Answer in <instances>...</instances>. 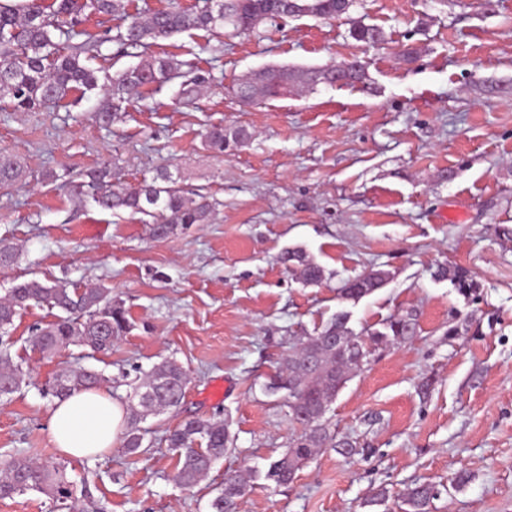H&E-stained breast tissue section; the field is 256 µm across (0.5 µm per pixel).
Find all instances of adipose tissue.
I'll use <instances>...</instances> for the list:
<instances>
[{"label":"adipose tissue","instance_id":"adipose-tissue-1","mask_svg":"<svg viewBox=\"0 0 512 512\" xmlns=\"http://www.w3.org/2000/svg\"><path fill=\"white\" fill-rule=\"evenodd\" d=\"M124 418L123 405L108 390L97 388L56 402L49 432L62 456L83 458L112 449Z\"/></svg>","mask_w":512,"mask_h":512}]
</instances>
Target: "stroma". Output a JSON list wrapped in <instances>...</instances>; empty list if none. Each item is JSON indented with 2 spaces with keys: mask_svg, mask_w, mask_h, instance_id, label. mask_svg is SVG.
Here are the masks:
<instances>
[{
  "mask_svg": "<svg viewBox=\"0 0 512 512\" xmlns=\"http://www.w3.org/2000/svg\"><path fill=\"white\" fill-rule=\"evenodd\" d=\"M350 15L381 29L383 42L364 45L348 20L311 16L250 37L192 29L161 41L154 53L194 64L205 92L190 106L174 84L146 92L109 129L95 119L97 90L33 112L0 100V152L27 171L0 190V241L20 252L0 267V296L31 279L102 284L129 321L108 353L71 345L45 358L29 338L54 310H20L0 335L24 372L0 401V462L65 467L83 512H211L225 474L248 471L253 487L234 512H405L403 493L423 483L438 491L430 512H512V0L489 10L483 0H354ZM408 47L418 50L409 63ZM351 60L365 84L254 107L228 93L257 69ZM220 124L251 137L215 155L203 137ZM102 164L125 185L168 170L216 210L158 239L138 216L39 182L47 169L66 179ZM291 249L324 268L322 285L282 263ZM441 264L467 268L476 293L435 278ZM372 268L387 272L385 286L341 300L343 282ZM341 309L357 332L413 312L416 336L376 348L333 402L330 430L356 441V454L321 449L292 483L267 487L265 469L297 428L265 386L289 337L320 332ZM167 360L187 374L185 398L141 422L143 454L119 444L82 459L58 454L42 393L53 375L103 372L128 409L141 372ZM191 418L226 422L234 443L185 489L165 436ZM382 488L385 500L372 504Z\"/></svg>",
  "mask_w": 512,
  "mask_h": 512,
  "instance_id": "stroma-1",
  "label": "stroma"
}]
</instances>
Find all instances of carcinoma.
Listing matches in <instances>:
<instances>
[{
  "label": "carcinoma",
  "mask_w": 512,
  "mask_h": 512,
  "mask_svg": "<svg viewBox=\"0 0 512 512\" xmlns=\"http://www.w3.org/2000/svg\"><path fill=\"white\" fill-rule=\"evenodd\" d=\"M352 5L353 0H297L296 10L290 14L287 0H205L200 10L192 13L172 6L162 11L130 15L123 0H87L86 7L93 13L122 20L112 40L136 49L139 57L137 63L104 76L106 83L101 86L97 70L89 63L99 56L103 41L87 31L75 34L63 30V24L76 6L75 0H53L49 6L43 4V0H26L18 7L0 5V99L9 98L16 111L31 112L47 102L64 99L74 90L86 93L100 87L107 97L96 112V119L109 128L121 120L133 99L141 96L145 88L157 89L178 79L181 99L191 102L198 97L204 78H185L181 63L151 51L157 42L189 29L224 30L234 36H250L276 17L341 18L349 15ZM57 34L70 42L68 51L59 48L55 41ZM79 35L83 40L71 43ZM350 36L366 45L383 40L379 28L360 21L351 22ZM365 79L364 66L357 60L338 66L258 70L240 79L233 93L241 104L249 106L286 97L299 87L312 90L320 84L333 86L338 81L352 86ZM249 139L250 133L243 126L217 125L205 134L204 146L222 155ZM25 177L22 162L1 152L0 189H8ZM61 187L86 205L111 212L126 210L152 218V234L156 238L169 237L180 225L207 224L214 210L207 194L184 190L167 171L159 173L150 183L124 187L112 180V171L104 166L65 180ZM281 261L299 269L308 284L317 285L324 280V269L301 250L284 252ZM435 276L449 280L464 295L478 288L471 272L458 265L442 266ZM387 277L388 273L383 270H368L345 281L339 288V296L344 301H357L382 288ZM30 302L61 312L54 322L33 329L32 343L46 355L74 344L94 353H107L112 350L114 340L127 329L125 312L120 305L112 303L111 290L86 288L80 291L65 284L49 285L30 280L14 285L9 297L0 301V331L7 330L18 310ZM415 335L416 319L411 312L387 318L379 329L356 333L349 327V314L339 311L320 333L295 338L277 379L280 390L284 391L288 416L298 427V433L288 449L270 463L264 480L276 486L289 484L302 463L328 445L341 455H354L356 449L350 440H336L329 431L326 414L331 404L349 380L350 373L359 368L358 358L368 353V348L406 343ZM21 377V368L8 363L1 366L0 396L13 394L19 388ZM101 380V374L91 369L63 371L45 386L43 393L63 399L96 388ZM185 386V372L173 362L157 366L138 383L135 396L141 411L132 415L124 436L123 447L129 454L140 453L143 445L138 419L145 415L159 416L179 407ZM198 440L204 442V446L195 447ZM167 441L179 455L176 478L185 488L195 486L233 445V438L224 424L201 419L184 421L169 433ZM250 488L251 484L244 477L227 475L224 487L211 503L213 512H229ZM26 490L51 495L61 510L72 512L76 508L64 469H50L33 460L5 462L0 469V498ZM435 497L434 486L415 485L405 493L407 512H428Z\"/></svg>",
  "instance_id": "1"
}]
</instances>
